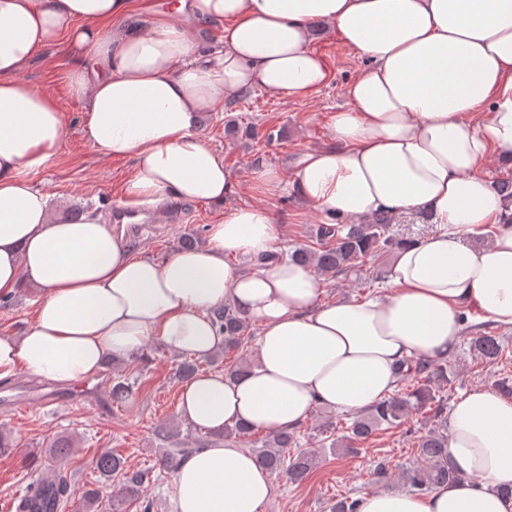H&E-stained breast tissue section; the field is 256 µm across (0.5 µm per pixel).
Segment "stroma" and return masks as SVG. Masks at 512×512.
Returning <instances> with one entry per match:
<instances>
[{
  "label": "stroma",
  "instance_id": "stroma-1",
  "mask_svg": "<svg viewBox=\"0 0 512 512\" xmlns=\"http://www.w3.org/2000/svg\"><path fill=\"white\" fill-rule=\"evenodd\" d=\"M312 47L329 69V81L319 91L306 96L289 97L260 88L233 99L223 111L207 113L201 128L210 142L224 155V163L240 178L237 192L223 203L184 202L185 214L161 224H126L122 230L135 252L162 260L179 247L180 237L193 231L207 233L210 225L220 223L227 210L244 204H261L272 211L282 227L280 248L307 244L321 218L310 206L297 200L287 182L294 175L298 156L307 149L328 145L336 112L347 108V84L366 65L358 52L344 44L336 33L323 29ZM70 66L63 46L45 48L29 64L24 80L51 96L62 108L67 133L56 157L32 174L35 187L52 194L55 214L68 216L82 208L96 209L101 220L109 212L124 207L122 187L132 168L128 159H107L86 142L82 128L84 109L72 97L65 75ZM238 117L241 123L254 124V138L227 137L225 115ZM276 134L267 142L268 134ZM278 167L284 181L270 188L255 187L252 174L257 165ZM391 263L389 255H375L349 272L324 277L326 300L361 298L369 293L365 282L373 275H385ZM35 291L23 288L0 307V335H17L34 317ZM180 354L151 341L136 356L125 357L124 374L135 377L129 399L112 401V374L100 371L94 392L76 402H68L69 386L41 380L24 372L11 375L12 384L40 396V404L15 413L0 407V431L10 435L13 448L0 454V512H11L15 499L36 482L65 478L68 493L59 512H84V492L97 484L95 459L109 450L120 454L132 469L158 467L157 428L164 423L179 424L181 381L175 376ZM454 373L449 401H456L471 388L494 387L498 378L512 374V350L497 364L481 365L467 343L448 359ZM347 422L346 413L317 408L299 427L300 446L321 451L320 464L308 479L298 485L277 480L276 493L267 512H329L337 499L373 487L401 489L400 474L415 459L414 433L427 430L432 419L418 413L410 417L408 430L381 431L366 443L360 453L329 452L330 438L321 434L319 424L326 418ZM74 440L75 448L66 458L55 457L51 446L57 439ZM387 460L390 477L378 480L373 473L378 460Z\"/></svg>",
  "mask_w": 512,
  "mask_h": 512
}]
</instances>
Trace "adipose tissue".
I'll return each instance as SVG.
<instances>
[{"label": "adipose tissue", "instance_id": "1", "mask_svg": "<svg viewBox=\"0 0 512 512\" xmlns=\"http://www.w3.org/2000/svg\"><path fill=\"white\" fill-rule=\"evenodd\" d=\"M131 13V0H0V296L41 292L22 335L0 336V378L77 384L156 337L205 359L224 342L209 312L228 303L260 327L254 364L185 383L179 415L204 430H290L319 406L371 408L406 361L448 359L468 311L512 328V226L476 173L489 153L512 159V0H175L145 26ZM318 21L367 65L345 89L331 145L298 157L291 189L327 221L388 213L437 225L398 251L388 295L326 301L303 264H227L277 244L280 227L259 205L230 209L206 245L161 261L90 212L54 218L30 174L56 156L64 115L21 77L43 48L62 41L75 57L68 86L85 138L131 159L130 202L220 203L239 180L199 113L255 88L302 96L326 85L310 47ZM210 22L223 24V44L205 54L189 26ZM487 230L488 244L464 243ZM448 459L457 482L422 495L366 490L358 512H512V400L485 387L459 397ZM274 493L254 455L221 441L182 459L172 512H265Z\"/></svg>", "mask_w": 512, "mask_h": 512}]
</instances>
